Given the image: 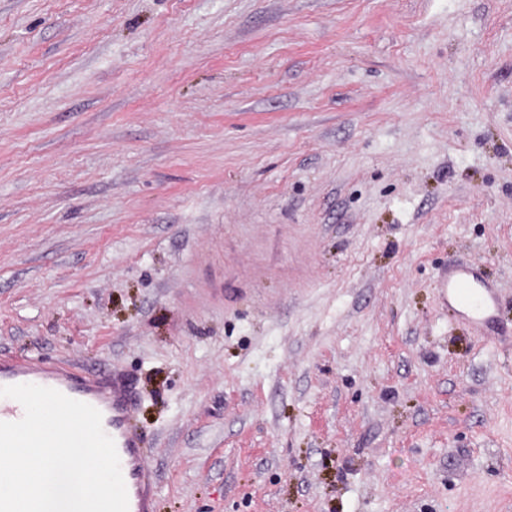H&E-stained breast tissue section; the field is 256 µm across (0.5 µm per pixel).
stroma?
Instances as JSON below:
<instances>
[{
  "label": "stroma",
  "mask_w": 512,
  "mask_h": 512,
  "mask_svg": "<svg viewBox=\"0 0 512 512\" xmlns=\"http://www.w3.org/2000/svg\"><path fill=\"white\" fill-rule=\"evenodd\" d=\"M1 354L154 512H512V0H0ZM444 299L456 316L474 327H491L497 318V300L490 284L465 265L448 267L439 280ZM36 384L97 408L102 427L115 442L128 494L129 512H152L151 482L145 468L141 436L131 423L134 393L118 371L86 373L61 368L39 358L0 356V386Z\"/></svg>",
  "instance_id": "obj_1"
}]
</instances>
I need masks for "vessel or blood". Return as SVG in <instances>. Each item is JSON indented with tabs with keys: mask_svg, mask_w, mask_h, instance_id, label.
Listing matches in <instances>:
<instances>
[{
	"mask_svg": "<svg viewBox=\"0 0 512 512\" xmlns=\"http://www.w3.org/2000/svg\"><path fill=\"white\" fill-rule=\"evenodd\" d=\"M449 309L474 327H489L497 318V300L490 284L465 265L449 267L439 280ZM36 384L97 408L102 427L115 442L128 494L129 512H152L151 482L145 468L142 439L131 423L134 393L117 371L86 373L41 359L0 356V386Z\"/></svg>",
	"mask_w": 512,
	"mask_h": 512,
	"instance_id": "b4317fda",
	"label": "vessel or blood"
}]
</instances>
